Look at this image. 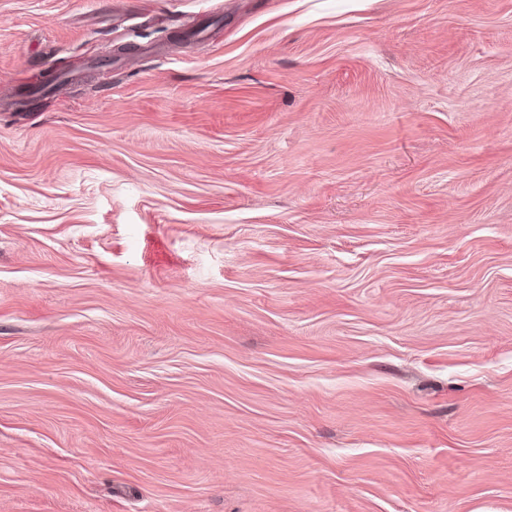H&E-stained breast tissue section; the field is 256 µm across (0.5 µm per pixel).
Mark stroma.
<instances>
[{"mask_svg": "<svg viewBox=\"0 0 512 512\" xmlns=\"http://www.w3.org/2000/svg\"><path fill=\"white\" fill-rule=\"evenodd\" d=\"M0 512H512V0H0Z\"/></svg>", "mask_w": 512, "mask_h": 512, "instance_id": "35a3bbf8", "label": "stroma"}]
</instances>
